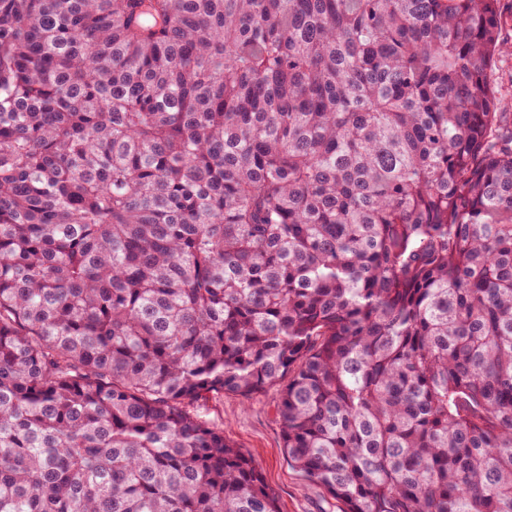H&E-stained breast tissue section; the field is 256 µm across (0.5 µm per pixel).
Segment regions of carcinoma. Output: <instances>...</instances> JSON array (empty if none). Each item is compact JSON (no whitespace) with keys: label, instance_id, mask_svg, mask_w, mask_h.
I'll return each instance as SVG.
<instances>
[{"label":"carcinoma","instance_id":"obj_1","mask_svg":"<svg viewBox=\"0 0 512 512\" xmlns=\"http://www.w3.org/2000/svg\"><path fill=\"white\" fill-rule=\"evenodd\" d=\"M501 0H0V512H512ZM490 77L502 98L512 99V53L496 56L490 68ZM287 379L264 393L244 400L224 394L208 404L209 417L224 424V437L243 448L259 467L266 482L279 496L283 512H341L323 487L310 482L293 468L282 453L281 428L276 406L279 390Z\"/></svg>","mask_w":512,"mask_h":512}]
</instances>
